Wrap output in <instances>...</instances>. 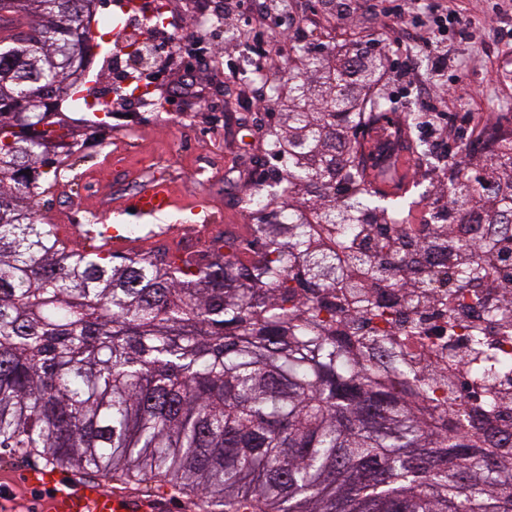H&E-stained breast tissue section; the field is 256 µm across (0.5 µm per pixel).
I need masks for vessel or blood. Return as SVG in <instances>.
Returning <instances> with one entry per match:
<instances>
[{
    "instance_id": "vessel-or-blood-1",
    "label": "vessel or blood",
    "mask_w": 512,
    "mask_h": 512,
    "mask_svg": "<svg viewBox=\"0 0 512 512\" xmlns=\"http://www.w3.org/2000/svg\"><path fill=\"white\" fill-rule=\"evenodd\" d=\"M171 204L169 187L154 183L128 200L129 207L143 216L163 213ZM24 483L39 494L33 512H172L174 508L164 492L112 491L92 480L68 477L52 467L27 472Z\"/></svg>"
}]
</instances>
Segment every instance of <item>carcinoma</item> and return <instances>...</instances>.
<instances>
[{
  "label": "carcinoma",
  "instance_id": "carcinoma-1",
  "mask_svg": "<svg viewBox=\"0 0 512 512\" xmlns=\"http://www.w3.org/2000/svg\"><path fill=\"white\" fill-rule=\"evenodd\" d=\"M0 0L28 30L0 38V448H35L46 463L126 481L157 479L228 512H512V425L496 413L456 425L437 384L413 369L389 306L371 289L456 311L472 283L506 287L484 249L446 229L434 246L457 257L440 277L381 238L355 253L363 224H403L361 166L350 132L391 107L374 88L385 47L297 40L288 111L272 145L285 176L255 212L249 260L224 241L208 261L75 250L35 206L72 146L50 116L84 84L98 0ZM500 152L448 163L447 200L427 223L512 224V134ZM448 287L444 292L439 287ZM344 290L336 302V289ZM351 308L377 324L348 332ZM471 336L486 386L503 357ZM382 350L386 362L372 363Z\"/></svg>",
  "mask_w": 512,
  "mask_h": 512
}]
</instances>
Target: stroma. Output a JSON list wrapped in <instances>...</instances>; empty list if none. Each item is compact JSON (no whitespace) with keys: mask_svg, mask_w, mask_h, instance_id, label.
Instances as JSON below:
<instances>
[{"mask_svg":"<svg viewBox=\"0 0 512 512\" xmlns=\"http://www.w3.org/2000/svg\"><path fill=\"white\" fill-rule=\"evenodd\" d=\"M440 1L456 12L463 28L462 34H449L448 67L440 72L430 50L399 42L397 31L383 25L370 9L375 0H359L351 20L333 13L327 0H288V17L305 35L324 42L386 46L390 62L378 89L397 110L425 111L426 78L469 89V96L449 98L440 106L441 111L473 119V132L458 136L451 145V157L457 158L484 145L487 124L512 130V0H419L418 7L426 10ZM271 10L266 2L261 11L222 20L221 52L195 73L202 98H189L168 112L113 101L81 113L73 132H80L82 121L102 122L111 128L112 139L102 148L87 142L70 157L76 181L66 200L98 208L103 223L136 224L139 216L122 204L140 189V176L157 174L171 186L175 202L160 223H199L202 203L211 223H248L246 196L286 165L285 159L272 158L268 147L281 109L272 88L282 83L288 69L287 44L260 22L261 13ZM231 29L246 33L247 43L228 38ZM250 66L265 70L263 81L240 84L239 73ZM257 96L266 101V108L255 106ZM157 157L166 158L168 167L154 170L151 162ZM118 167L129 175V185L119 188L113 183ZM202 168L210 171V182L199 181Z\"/></svg>","mask_w":512,"mask_h":512,"instance_id":"35a3bbf8","label":"stroma"}]
</instances>
